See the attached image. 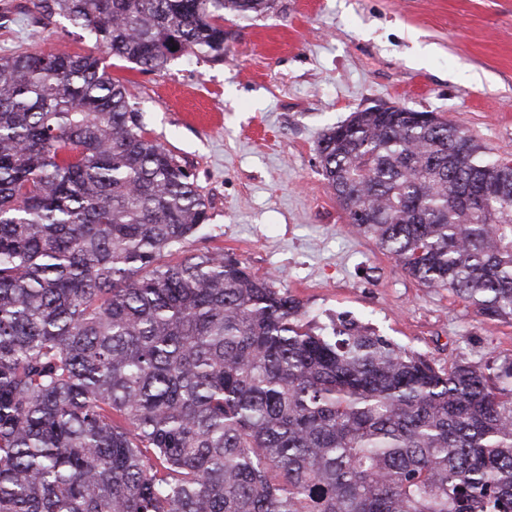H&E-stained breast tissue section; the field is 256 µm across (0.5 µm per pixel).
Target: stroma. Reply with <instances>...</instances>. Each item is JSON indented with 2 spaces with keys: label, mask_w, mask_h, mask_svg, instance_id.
I'll return each mask as SVG.
<instances>
[{
  "label": "stroma",
  "mask_w": 512,
  "mask_h": 512,
  "mask_svg": "<svg viewBox=\"0 0 512 512\" xmlns=\"http://www.w3.org/2000/svg\"><path fill=\"white\" fill-rule=\"evenodd\" d=\"M34 0H0V55L96 51L146 131L195 176L209 220L194 248L239 259L311 319L347 313L447 364L512 355V322L408 277L354 232L321 172L328 127L375 104L434 112L512 158V0H273L234 19L223 61L143 72L60 22L34 32Z\"/></svg>",
  "instance_id": "1"
}]
</instances>
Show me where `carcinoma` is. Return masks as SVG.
<instances>
[{
    "label": "carcinoma",
    "mask_w": 512,
    "mask_h": 512,
    "mask_svg": "<svg viewBox=\"0 0 512 512\" xmlns=\"http://www.w3.org/2000/svg\"><path fill=\"white\" fill-rule=\"evenodd\" d=\"M144 72L270 0H38ZM177 50H172V47ZM418 112L320 136L351 228L512 321V158ZM208 203L93 54L0 56V512H512V355L443 367L185 250Z\"/></svg>",
    "instance_id": "carcinoma-1"
}]
</instances>
